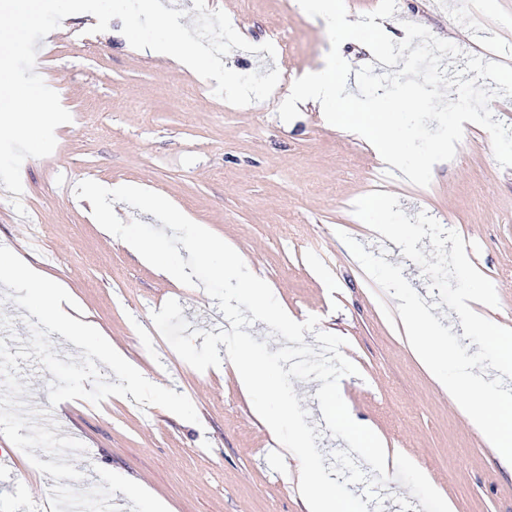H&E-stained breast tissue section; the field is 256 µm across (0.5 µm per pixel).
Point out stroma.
Masks as SVG:
<instances>
[{"instance_id":"stroma-1","label":"stroma","mask_w":512,"mask_h":512,"mask_svg":"<svg viewBox=\"0 0 512 512\" xmlns=\"http://www.w3.org/2000/svg\"><path fill=\"white\" fill-rule=\"evenodd\" d=\"M207 6L225 11L259 48L233 50L226 67L279 71L269 99L231 105L214 94L213 81L174 58L132 48L120 19L94 34L95 16L72 15L38 41L36 61L72 121L56 129L52 154L24 161L23 212L0 186V263L26 264L62 282L76 310L99 324L149 381L185 394L199 421L131 396L50 406L52 375L34 359L19 363L29 404L50 408L59 436L84 445L70 457L82 488L100 483L103 468L143 486L168 512H305L285 481L280 444L232 371H197L151 320L174 299L192 328L230 329L217 300L141 262L74 192L86 179L133 184L163 195L236 247L293 319L316 316L319 330L346 339L342 352L358 369L339 383L348 410L418 466L454 512H512V477L488 439L418 362L396 300L379 291L338 238L343 231L367 251L385 253L433 303L420 267L352 212L359 197L394 194L408 216L428 212L464 238L469 260L497 291L499 305L485 315L512 329V167H501L489 133L467 122L455 157L434 165L431 184L419 187L380 163L364 139L329 124L320 107H303L283 122L277 111L291 82L325 66V20L294 0H207ZM406 21L453 42L461 51L456 68H465L470 54L512 66V49H500L494 37L498 30L512 33V0H481L471 8L464 0H397L394 16L381 25L399 41ZM266 42L275 54L262 51ZM25 215L30 225H22ZM320 386L293 383L309 424L322 430L317 446L328 454L346 443L325 431L315 397ZM0 455L14 472L11 482L0 483V512H51L53 478L1 435Z\"/></svg>"}]
</instances>
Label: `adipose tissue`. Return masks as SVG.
I'll use <instances>...</instances> for the list:
<instances>
[{"instance_id": "ef3b65f1", "label": "adipose tissue", "mask_w": 512, "mask_h": 512, "mask_svg": "<svg viewBox=\"0 0 512 512\" xmlns=\"http://www.w3.org/2000/svg\"><path fill=\"white\" fill-rule=\"evenodd\" d=\"M0 279L12 283L21 282L34 288L45 311L68 325L77 336L98 337L100 345H107V338L101 337L96 324L88 319L75 317L73 304L64 291L49 282L38 270L19 264L0 265ZM326 408L336 414L345 427L367 446L377 469L388 473L392 467L401 463L399 449L387 447L369 424L358 419L344 409L338 402L335 392L324 395ZM287 479L294 484L307 512H360L357 501L341 489H328L317 474V466L308 441L303 435H296L282 452Z\"/></svg>"}]
</instances>
